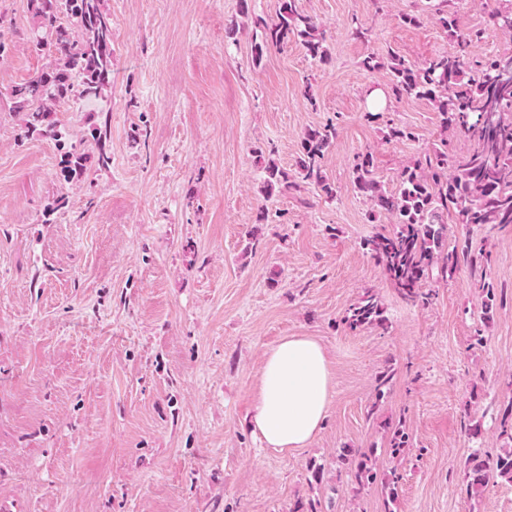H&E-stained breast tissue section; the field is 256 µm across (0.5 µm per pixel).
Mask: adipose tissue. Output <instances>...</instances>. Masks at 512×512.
Segmentation results:
<instances>
[{
  "instance_id": "obj_1",
  "label": "adipose tissue",
  "mask_w": 512,
  "mask_h": 512,
  "mask_svg": "<svg viewBox=\"0 0 512 512\" xmlns=\"http://www.w3.org/2000/svg\"><path fill=\"white\" fill-rule=\"evenodd\" d=\"M333 372L323 345L287 336L262 358L249 413L252 434L280 452L307 447L326 419Z\"/></svg>"
}]
</instances>
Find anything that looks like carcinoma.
I'll list each match as a JSON object with an SVG mask.
<instances>
[{
  "instance_id": "1",
  "label": "carcinoma",
  "mask_w": 512,
  "mask_h": 512,
  "mask_svg": "<svg viewBox=\"0 0 512 512\" xmlns=\"http://www.w3.org/2000/svg\"><path fill=\"white\" fill-rule=\"evenodd\" d=\"M37 26L36 48L54 64L10 92L12 110L25 114L24 129L62 140L65 132L52 118L55 105L78 90L84 98H97L112 84V21L102 0H32ZM435 15L452 43L421 65L391 52L386 60L369 53L361 60L367 72L387 68L394 97L430 100L438 112L441 130L468 138L470 151L462 156L449 149L448 138L421 153L397 176L396 188L387 191L376 179L373 158L359 154L352 165L353 183L371 204V211H384L393 218L388 229L365 237L361 249L382 268L399 298L409 304H426L431 294L423 289L430 278L449 280L462 269L483 276L491 253L469 247L458 248L448 241V219L479 227L512 224V54H490L470 58L473 42L483 32L459 25L450 0L434 5ZM497 29L512 32V3L489 15ZM254 25L263 30L254 45L253 62H261L268 45L294 38L307 54L328 59L323 32L310 17L298 12L294 0H283L277 21L257 17ZM336 139V126L327 123L305 132L294 173L274 160L264 166V195L271 198L283 191L317 188L333 197L336 189L324 172V159ZM484 301L482 320L492 319L496 294L490 284L479 281ZM343 323L350 329L371 327L385 332L390 327L386 309L377 294L367 290L346 309ZM410 447L403 426L388 437L386 452L399 457ZM348 475L361 489L377 483L378 462L374 450L341 454ZM466 492L472 496L490 483L512 484V447L496 456L474 454L464 470ZM398 476L390 473L382 482L385 512H392L397 498Z\"/></svg>"
}]
</instances>
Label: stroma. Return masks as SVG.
<instances>
[{
    "label": "stroma",
    "instance_id": "1",
    "mask_svg": "<svg viewBox=\"0 0 512 512\" xmlns=\"http://www.w3.org/2000/svg\"><path fill=\"white\" fill-rule=\"evenodd\" d=\"M112 20V85L52 114L64 141L24 135L9 93L45 67L32 44L30 0H0V502L20 512H383L379 489L351 483L345 448L411 445L397 472L396 512H512V485L468 496L473 453L505 448L499 412L512 402V224L493 237L450 224L458 245L487 248L497 310L468 272L433 279L424 307L401 302L360 247L389 225L352 182L367 152L394 189L398 172L442 136L424 99L389 98L368 120L387 69L448 50L429 0H295L325 32L327 62L299 40L268 46L253 23L281 0H102ZM500 0H457L463 27L483 30L473 58L512 54L493 28ZM417 12L421 22L402 23ZM368 29L351 35L352 19ZM334 123L324 159L335 199L319 190L264 199L260 153L293 170L304 133ZM414 140L389 141L387 125ZM107 130L108 169L66 179L70 149L93 153ZM260 245L248 249V232ZM373 289L392 326L352 331L345 310ZM483 329L484 346L471 338ZM286 336L324 345L334 385L326 421L305 448L282 453L250 432L264 351ZM393 375L385 397L380 373ZM482 433L471 437L470 424ZM320 465L313 478L312 465Z\"/></svg>",
    "mask_w": 512,
    "mask_h": 512
}]
</instances>
